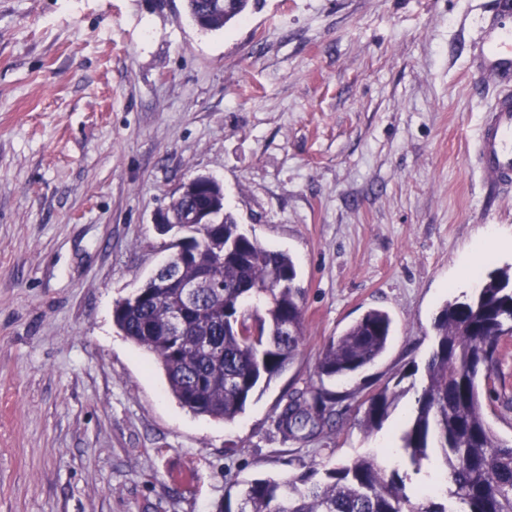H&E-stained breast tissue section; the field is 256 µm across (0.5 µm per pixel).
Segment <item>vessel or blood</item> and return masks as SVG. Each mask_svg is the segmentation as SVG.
<instances>
[{
	"label": "vessel or blood",
	"mask_w": 512,
	"mask_h": 512,
	"mask_svg": "<svg viewBox=\"0 0 512 512\" xmlns=\"http://www.w3.org/2000/svg\"><path fill=\"white\" fill-rule=\"evenodd\" d=\"M494 25L498 35L484 43L480 68L491 76H505L512 73V13H497ZM473 148L483 176L502 189H512V91L497 93L482 116Z\"/></svg>",
	"instance_id": "vessel-or-blood-1"
}]
</instances>
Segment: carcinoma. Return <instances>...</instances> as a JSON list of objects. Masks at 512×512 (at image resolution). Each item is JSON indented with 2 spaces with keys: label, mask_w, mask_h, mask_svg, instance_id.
<instances>
[{
  "label": "carcinoma",
  "mask_w": 512,
  "mask_h": 512,
  "mask_svg": "<svg viewBox=\"0 0 512 512\" xmlns=\"http://www.w3.org/2000/svg\"><path fill=\"white\" fill-rule=\"evenodd\" d=\"M258 0H186L202 31H220ZM182 275L210 270L216 288L198 310L184 316L182 336L167 334L171 308L160 288L117 302V329L153 353L169 389L189 411L226 422L242 414L255 392L270 386L293 362L304 336V306L297 269L287 253L244 234L224 211L223 251L189 235ZM264 305L259 315L251 303ZM389 315L367 311L330 338L318 363L321 376L346 378L374 362L387 348ZM512 336V269L499 268L462 301L445 304L434 322L433 348L421 391L399 429L403 461L419 474L428 464L448 477L416 484L361 457L326 471L325 479L303 473L292 480L253 479L237 498L226 495L219 512H512V442L489 424L483 391L492 385L500 341ZM404 391L384 387L370 396L362 426L379 429ZM342 397L321 391L296 397L277 415L287 438L320 431Z\"/></svg>",
  "instance_id": "obj_1"
}]
</instances>
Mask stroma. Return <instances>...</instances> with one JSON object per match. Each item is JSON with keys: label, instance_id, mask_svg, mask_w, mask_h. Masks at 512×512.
<instances>
[{"label": "stroma", "instance_id": "stroma-1", "mask_svg": "<svg viewBox=\"0 0 512 512\" xmlns=\"http://www.w3.org/2000/svg\"><path fill=\"white\" fill-rule=\"evenodd\" d=\"M495 0H260L219 32L184 0H0V512H217L256 478L372 456L420 390L442 306L487 228L482 272L512 265V194L472 145L494 85L471 88ZM208 174L242 231L288 252L304 291L294 363L243 414H193L115 303L164 262L154 227ZM386 352L321 381L330 337L366 311ZM486 416L512 441V336ZM406 394L382 427L363 401ZM323 431L287 440L280 410L320 388Z\"/></svg>", "mask_w": 512, "mask_h": 512}]
</instances>
